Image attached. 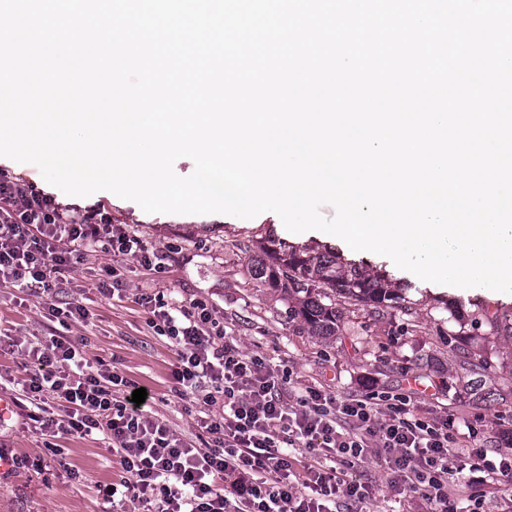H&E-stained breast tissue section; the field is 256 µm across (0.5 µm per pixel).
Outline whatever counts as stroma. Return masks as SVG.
I'll use <instances>...</instances> for the list:
<instances>
[{
  "mask_svg": "<svg viewBox=\"0 0 512 512\" xmlns=\"http://www.w3.org/2000/svg\"><path fill=\"white\" fill-rule=\"evenodd\" d=\"M62 201L109 210L116 225L147 245L168 251L167 268L156 275L131 259L89 252L51 299L0 281V333L10 337L9 342L0 344L1 395L17 397L15 381L24 374L19 346L46 340L50 301L80 303L87 308L88 317L70 323L66 333L82 341L83 353L93 368L117 372L134 384L149 387L154 396L153 417L187 443L199 445L201 408L174 393L171 369L175 350L149 326L137 303L141 293L160 291L180 300L205 299L244 350L263 355L273 367L292 370L301 382L321 383L348 394L362 393L366 384L373 383L383 391H413L412 404L422 415L470 419L480 414V406L446 385L455 357L443 335L448 328L443 304L478 297L510 312L512 294L420 280L388 257L348 250L336 236L315 230L289 232L272 212L243 224L226 214L147 213L134 201L108 191L88 197L66 195ZM268 234L294 246L325 245L344 251L347 259L385 267L394 278L410 283L409 296L421 313L429 315V322L417 334L400 336L395 326L358 314L346 318L342 334L336 338L319 339L296 332L288 322L287 302L273 289L259 287L249 270L246 245ZM108 266L125 283L121 294L100 291L109 281L104 272ZM469 342L491 357V385L511 397L512 345L492 336H473ZM419 354L431 356L436 367L433 386L427 390L414 389V377L405 371L408 361ZM0 446L22 458L40 459L42 464L41 469H15L0 478V512H113L100 489L118 480L120 470L103 434L84 438L60 434L46 442L28 426L9 420L0 425ZM66 462L78 468V479H70L63 470Z\"/></svg>",
  "mask_w": 512,
  "mask_h": 512,
  "instance_id": "stroma-1",
  "label": "stroma"
}]
</instances>
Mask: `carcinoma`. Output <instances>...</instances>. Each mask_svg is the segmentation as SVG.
<instances>
[{"label": "carcinoma", "instance_id": "1", "mask_svg": "<svg viewBox=\"0 0 512 512\" xmlns=\"http://www.w3.org/2000/svg\"><path fill=\"white\" fill-rule=\"evenodd\" d=\"M251 258L253 279L263 288H274L286 298L288 320L310 336L340 335L346 316L364 313L397 326L399 335L423 328L425 318L407 295V286L366 263L349 261L336 250L290 246L267 240ZM469 319L448 318V352L469 377L467 394L476 404L493 411L499 397L487 386L493 363L460 346L459 336H506L512 342V313L488 301L472 303Z\"/></svg>", "mask_w": 512, "mask_h": 512}]
</instances>
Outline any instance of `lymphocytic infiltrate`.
<instances>
[{
    "label": "lymphocytic infiltrate",
    "instance_id": "obj_1",
    "mask_svg": "<svg viewBox=\"0 0 512 512\" xmlns=\"http://www.w3.org/2000/svg\"><path fill=\"white\" fill-rule=\"evenodd\" d=\"M89 250L157 274L168 258L114 226L104 208L74 212L0 172L1 279L47 296ZM141 305L176 351L175 393L207 409L200 426L210 447H193L135 405L118 373L92 369L79 342L61 332L87 318L83 306H49L59 328L27 347L20 381L28 426L109 436L124 477L106 485L107 501L133 500L143 512H334L342 497L350 512H363L373 492L358 469L372 457L412 512H485L486 500L503 498L512 483V453L474 447L473 422L419 415L404 393L293 384L226 335L206 300L145 293Z\"/></svg>",
    "mask_w": 512,
    "mask_h": 512
}]
</instances>
